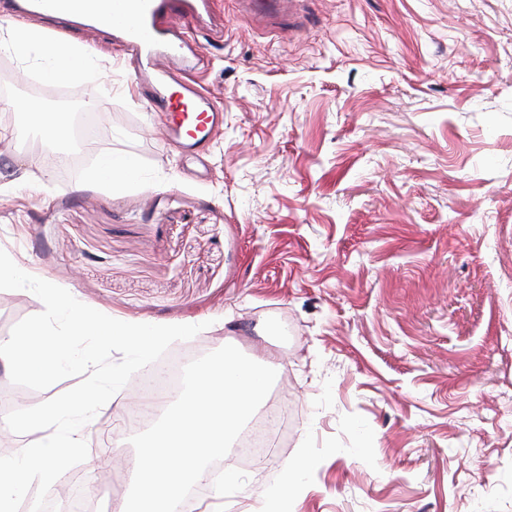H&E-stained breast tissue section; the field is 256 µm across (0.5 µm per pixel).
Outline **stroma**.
<instances>
[{
  "label": "stroma",
  "instance_id": "stroma-1",
  "mask_svg": "<svg viewBox=\"0 0 512 512\" xmlns=\"http://www.w3.org/2000/svg\"><path fill=\"white\" fill-rule=\"evenodd\" d=\"M0 111L33 98L35 56L7 43ZM98 62L102 137L77 174L0 134V249L121 321L198 324L169 355L231 344L275 362L293 415L274 458L237 467L224 512H253L287 463L316 459L290 512H512V0H309L291 33H200L224 122L196 153L162 135L107 34L69 33ZM110 152L139 179H88ZM0 290V336L42 311ZM128 383L82 429L88 461L52 486L126 501L137 427Z\"/></svg>",
  "mask_w": 512,
  "mask_h": 512
}]
</instances>
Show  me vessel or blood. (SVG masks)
I'll list each match as a JSON object with an SVG mask.
<instances>
[{"label":"vessel or blood","mask_w":512,"mask_h":512,"mask_svg":"<svg viewBox=\"0 0 512 512\" xmlns=\"http://www.w3.org/2000/svg\"><path fill=\"white\" fill-rule=\"evenodd\" d=\"M306 0H237L234 20L270 29L298 14ZM214 0H0V17L66 18L108 28L133 70V87L159 115L167 140L187 150L206 143L221 109L199 80L206 54L193 32L214 17Z\"/></svg>","instance_id":"1"}]
</instances>
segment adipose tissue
<instances>
[{
  "label": "adipose tissue",
  "mask_w": 512,
  "mask_h": 512,
  "mask_svg": "<svg viewBox=\"0 0 512 512\" xmlns=\"http://www.w3.org/2000/svg\"><path fill=\"white\" fill-rule=\"evenodd\" d=\"M9 46L19 55L33 54L43 59L44 77L58 81H91L96 77L92 55L79 45L50 41L41 27L24 25L17 28ZM90 177L105 182L110 191H120L137 180L138 167L126 154L109 153L103 157L99 167L91 171ZM314 463L313 456L304 455L286 465L278 482L264 490L262 512H283L295 489L299 473L311 469Z\"/></svg>",
  "instance_id": "adipose-tissue-1"
}]
</instances>
